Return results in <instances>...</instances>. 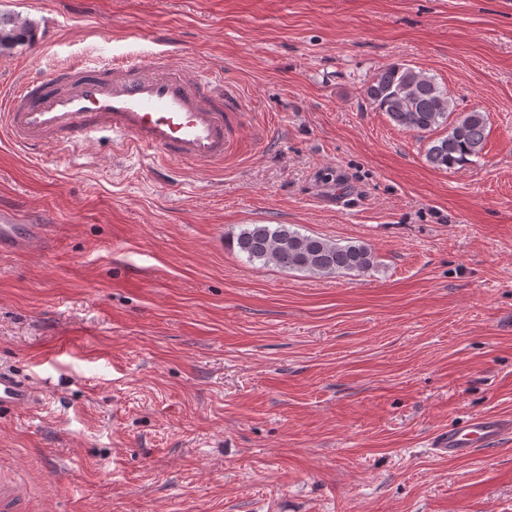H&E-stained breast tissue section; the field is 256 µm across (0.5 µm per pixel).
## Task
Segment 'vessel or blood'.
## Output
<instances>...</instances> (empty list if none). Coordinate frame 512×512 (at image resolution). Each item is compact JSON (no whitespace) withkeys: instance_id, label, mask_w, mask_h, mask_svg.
Masks as SVG:
<instances>
[{"instance_id":"vessel-or-blood-1","label":"vessel or blood","mask_w":512,"mask_h":512,"mask_svg":"<svg viewBox=\"0 0 512 512\" xmlns=\"http://www.w3.org/2000/svg\"><path fill=\"white\" fill-rule=\"evenodd\" d=\"M240 101L224 74L193 66L171 68L167 53L147 63L116 61L107 72L71 64L0 92V135L28 152L78 144L106 128L114 144L154 160L200 169L223 164L238 145ZM46 233L20 213L0 208V253L38 248ZM37 403L30 382L0 369V412ZM512 431V417L484 414L438 431L436 454L465 458ZM29 489L18 476L0 477V512H26Z\"/></svg>"}]
</instances>
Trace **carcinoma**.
Instances as JSON below:
<instances>
[{
  "instance_id": "carcinoma-1",
  "label": "carcinoma",
  "mask_w": 512,
  "mask_h": 512,
  "mask_svg": "<svg viewBox=\"0 0 512 512\" xmlns=\"http://www.w3.org/2000/svg\"><path fill=\"white\" fill-rule=\"evenodd\" d=\"M34 39L32 23L0 13V54ZM363 93L370 105L386 113L396 126L428 139L425 159L432 167L452 170L482 154L485 114L475 110L449 120L452 100L434 77L395 64L375 74ZM232 245L251 263L259 261L318 277L365 273L376 266L373 251L363 242L341 244L286 224H251L241 230Z\"/></svg>"
}]
</instances>
